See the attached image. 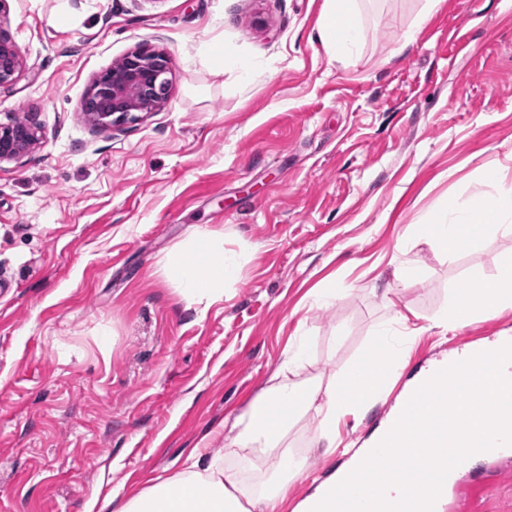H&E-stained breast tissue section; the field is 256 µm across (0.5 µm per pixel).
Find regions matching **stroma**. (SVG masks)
Segmentation results:
<instances>
[{
  "mask_svg": "<svg viewBox=\"0 0 512 512\" xmlns=\"http://www.w3.org/2000/svg\"><path fill=\"white\" fill-rule=\"evenodd\" d=\"M324 0H0L24 61L0 86V122L32 118L39 139L0 163V512H91L179 470L202 437L248 484L268 459L229 456L235 417L308 342L303 376L328 382L361 362L395 313L445 307L474 269L494 276L512 234L451 254L406 241L445 204L512 182V0H444L400 55L425 0H358L362 40L331 59ZM65 13L64 25L54 17ZM173 62L164 109L119 130L82 103L140 45ZM234 58L216 74L212 52ZM242 253L223 299L188 304L161 262L199 231ZM422 279L397 282L393 265ZM333 283L344 295L317 302ZM512 336V311L419 336L381 400L338 426L288 434L313 479L381 427L422 370L461 342ZM486 460L472 512H512V475Z\"/></svg>",
  "mask_w": 512,
  "mask_h": 512,
  "instance_id": "stroma-1",
  "label": "stroma"
}]
</instances>
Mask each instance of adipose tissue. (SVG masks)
<instances>
[{"label": "adipose tissue", "mask_w": 512, "mask_h": 512, "mask_svg": "<svg viewBox=\"0 0 512 512\" xmlns=\"http://www.w3.org/2000/svg\"><path fill=\"white\" fill-rule=\"evenodd\" d=\"M355 3L326 0L319 17L318 37L334 56L345 54L362 38ZM507 232H512V184L499 185L493 202L476 198L465 206L447 208L433 223L412 225L408 236L455 253ZM242 265L240 254L225 249L223 236L201 231L167 254L163 273L187 301L199 298L213 302L223 298L226 285L239 279ZM507 311H512V262L501 266L491 278L476 270L470 272L464 287L452 294L447 307L432 317L429 325L445 332ZM419 332L410 316L398 314L379 328L370 353L376 367H351L327 385L301 378L307 345L295 343L271 385L237 415L231 426L229 454L248 450L272 459L269 479L257 485L245 484L209 457L206 449L198 448L181 471L156 479L123 499L104 498L98 512H275L286 500L289 487L307 473V456L283 448L289 431L303 418L314 417L318 422L314 445L322 455L332 454L339 419L380 401L388 374ZM388 431V426H381L365 446L353 449L349 462L301 498L293 512H325L328 491L352 478L365 458L379 451Z\"/></svg>", "instance_id": "ef3b65f1"}]
</instances>
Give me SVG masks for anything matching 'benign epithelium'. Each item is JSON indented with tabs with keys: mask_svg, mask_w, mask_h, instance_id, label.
Here are the masks:
<instances>
[{
	"mask_svg": "<svg viewBox=\"0 0 512 512\" xmlns=\"http://www.w3.org/2000/svg\"><path fill=\"white\" fill-rule=\"evenodd\" d=\"M23 66L22 56L0 30V85L11 83ZM172 60L163 50L139 47L95 79L83 105L93 125L110 128L135 123L164 108L172 92ZM39 139L34 125L15 117L0 123V162L19 157Z\"/></svg>",
	"mask_w": 512,
	"mask_h": 512,
	"instance_id": "obj_1",
	"label": "benign epithelium"
}]
</instances>
